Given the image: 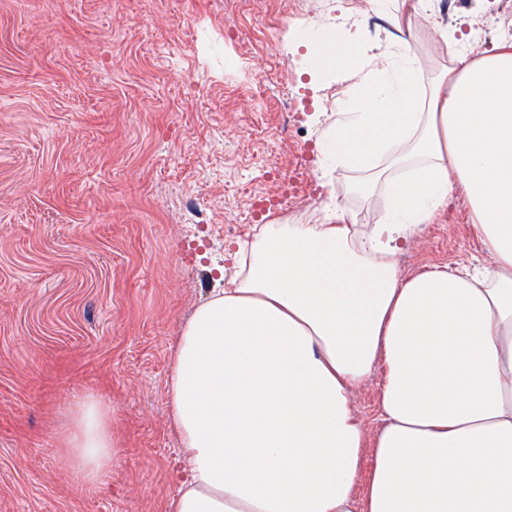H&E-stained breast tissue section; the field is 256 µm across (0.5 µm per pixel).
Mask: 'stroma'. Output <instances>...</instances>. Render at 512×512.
<instances>
[{"mask_svg":"<svg viewBox=\"0 0 512 512\" xmlns=\"http://www.w3.org/2000/svg\"><path fill=\"white\" fill-rule=\"evenodd\" d=\"M392 2L426 84L448 63L438 29L512 26V0H432L415 18ZM385 15L367 0H0V512H165L180 477L169 347L233 275L225 246L253 240L249 199L298 169L306 192L279 221H313L330 187L356 223L384 219L365 173L334 167L325 187L316 172L306 116L335 119L352 79L309 85L285 40L331 19L383 45ZM487 262L459 193L397 257L408 275ZM88 395L112 413L93 494L57 450Z\"/></svg>","mask_w":512,"mask_h":512,"instance_id":"obj_1","label":"stroma"}]
</instances>
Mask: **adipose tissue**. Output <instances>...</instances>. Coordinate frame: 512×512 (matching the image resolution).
I'll return each mask as SVG.
<instances>
[{
    "instance_id": "obj_1",
    "label": "adipose tissue",
    "mask_w": 512,
    "mask_h": 512,
    "mask_svg": "<svg viewBox=\"0 0 512 512\" xmlns=\"http://www.w3.org/2000/svg\"><path fill=\"white\" fill-rule=\"evenodd\" d=\"M323 29L312 77L355 84L341 118L312 116L318 170L372 173L385 220L360 233L333 203L316 224L270 220L186 320L165 512H512V33L486 48L440 30L450 66L426 91L412 29L372 54ZM457 192L490 267L403 276L397 254ZM379 367L370 434L353 400ZM69 414L60 451L90 492L112 468V415L91 396Z\"/></svg>"
}]
</instances>
